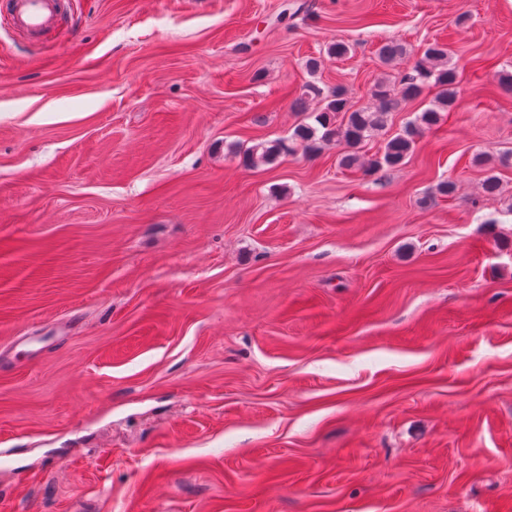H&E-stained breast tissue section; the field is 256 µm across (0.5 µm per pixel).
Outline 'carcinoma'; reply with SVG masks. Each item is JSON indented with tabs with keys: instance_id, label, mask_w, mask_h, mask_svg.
Listing matches in <instances>:
<instances>
[{
	"instance_id": "1",
	"label": "carcinoma",
	"mask_w": 512,
	"mask_h": 512,
	"mask_svg": "<svg viewBox=\"0 0 512 512\" xmlns=\"http://www.w3.org/2000/svg\"><path fill=\"white\" fill-rule=\"evenodd\" d=\"M376 55L381 63L389 65L406 55V47L399 41L388 39L378 45ZM448 56L447 44L438 41L427 44L421 57L414 63L413 73L401 79L397 95H392L383 81L374 85L372 97L376 100V106L373 108L356 106L342 88L326 91L314 83L307 84L298 102L309 98L319 101L320 107L314 116V123L296 125L287 143L275 141L256 145L246 153L247 158L253 163H267L297 147L313 151L321 143L336 141L346 146V152L340 160L345 167L358 166L366 173H374L386 167L405 164L420 133L437 125L442 113L450 111L456 103L458 76ZM426 89L434 91L431 106L417 115L402 131L385 138L379 153L371 157L361 155L363 143L386 129L388 114L399 103L418 98Z\"/></svg>"
}]
</instances>
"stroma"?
Here are the masks:
<instances>
[{
    "label": "stroma",
    "instance_id": "stroma-1",
    "mask_svg": "<svg viewBox=\"0 0 512 512\" xmlns=\"http://www.w3.org/2000/svg\"><path fill=\"white\" fill-rule=\"evenodd\" d=\"M69 2L0 13V512H512V0ZM435 40L405 165L245 163ZM14 32L36 38L48 31L65 9L64 0H3Z\"/></svg>",
    "mask_w": 512,
    "mask_h": 512
}]
</instances>
